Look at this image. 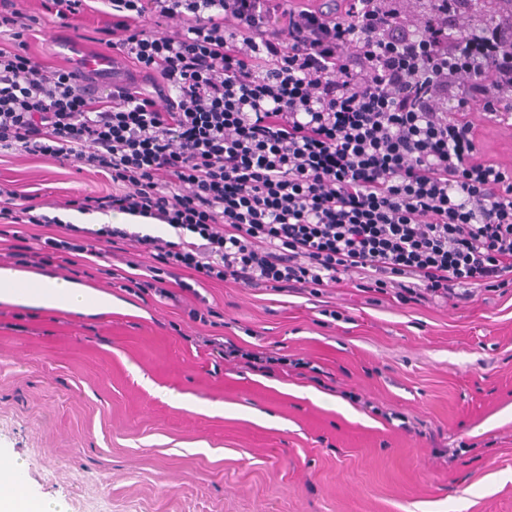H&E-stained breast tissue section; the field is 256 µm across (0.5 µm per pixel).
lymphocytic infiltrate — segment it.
<instances>
[{
	"label": "lymphocytic infiltrate",
	"mask_w": 512,
	"mask_h": 512,
	"mask_svg": "<svg viewBox=\"0 0 512 512\" xmlns=\"http://www.w3.org/2000/svg\"><path fill=\"white\" fill-rule=\"evenodd\" d=\"M0 0V149L108 174L109 194L66 201L169 226L174 239L64 225L18 265L79 264L130 240L156 262L114 269L134 293L210 283L319 295L348 281L399 303L468 301L512 274V165L483 151L467 114L512 112V0H113L112 47L167 86L95 92L37 62L33 24ZM179 16L181 30H147ZM53 224L0 185V221ZM263 374L302 360L220 341Z\"/></svg>",
	"instance_id": "1"
}]
</instances>
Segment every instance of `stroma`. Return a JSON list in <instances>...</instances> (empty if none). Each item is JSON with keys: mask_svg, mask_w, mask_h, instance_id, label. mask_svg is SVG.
<instances>
[{"mask_svg": "<svg viewBox=\"0 0 512 512\" xmlns=\"http://www.w3.org/2000/svg\"><path fill=\"white\" fill-rule=\"evenodd\" d=\"M21 6L35 60L112 56L108 0L67 27L45 0ZM467 118L511 165L512 118L477 107ZM0 183L56 216L68 199L112 191L108 175L10 149ZM128 260L153 263L126 241L73 272L38 270L111 297L108 311L54 316L0 300V455L24 463L32 493L68 512H512V285L454 305L349 285L310 298L216 283L204 325L189 318L188 293L113 285L109 269ZM217 336L325 375L224 362Z\"/></svg>", "mask_w": 512, "mask_h": 512, "instance_id": "obj_1", "label": "stroma"}]
</instances>
